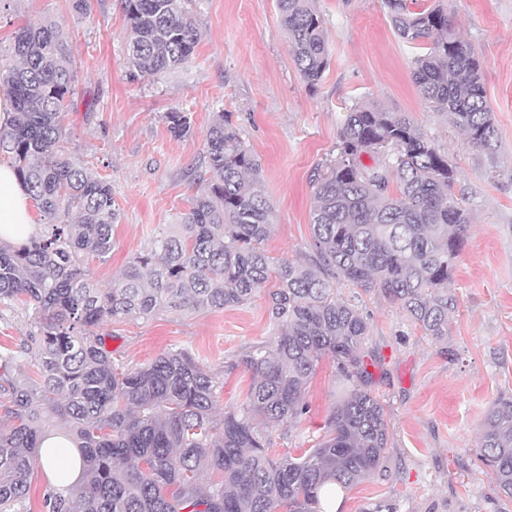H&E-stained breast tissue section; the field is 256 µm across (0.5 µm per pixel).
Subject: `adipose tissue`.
I'll return each instance as SVG.
<instances>
[{
	"label": "adipose tissue",
	"instance_id": "1",
	"mask_svg": "<svg viewBox=\"0 0 512 512\" xmlns=\"http://www.w3.org/2000/svg\"><path fill=\"white\" fill-rule=\"evenodd\" d=\"M39 230L31 198L15 170L0 163V243L21 245Z\"/></svg>",
	"mask_w": 512,
	"mask_h": 512
}]
</instances>
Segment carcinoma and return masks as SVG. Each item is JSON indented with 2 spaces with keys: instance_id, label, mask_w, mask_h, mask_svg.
Wrapping results in <instances>:
<instances>
[{
  "instance_id": "carcinoma-1",
  "label": "carcinoma",
  "mask_w": 512,
  "mask_h": 512,
  "mask_svg": "<svg viewBox=\"0 0 512 512\" xmlns=\"http://www.w3.org/2000/svg\"><path fill=\"white\" fill-rule=\"evenodd\" d=\"M190 2L124 0L137 73L156 75L191 59L198 28ZM276 2L292 62L313 88L330 64L317 0ZM385 7L398 37L423 46L412 72L422 98L448 114L469 144L494 150L483 63L447 10L416 11L408 0H385ZM11 54L14 62L0 61V85L15 115L0 127V151L50 224L20 246L0 244V304L24 306L34 324L19 350L0 348V512H31V479L52 432L73 444L83 467L72 482L69 464L59 465L43 495L46 512H321L325 486L348 490L383 471L388 426L370 390L368 324L357 306L336 297V281L399 304L427 336L448 335V281L471 224L452 192L448 157L401 113L355 103L336 154L313 174V254L276 261L264 249L273 206L261 162L218 112L205 137L211 175L182 223L102 289L84 257L106 260L118 214L111 185L63 150V114L76 78L71 48L55 25L43 23L16 29ZM165 119L174 137L192 134L185 114ZM271 281L278 335L241 359L253 384L244 405L221 416V372L184 349L122 368L99 332L108 321L162 310L243 305ZM28 354L39 380L21 383L14 373ZM325 355L336 359L351 389L317 444L298 458L271 455L264 428L306 413L305 392ZM478 453L512 499L511 397L486 413Z\"/></svg>"
}]
</instances>
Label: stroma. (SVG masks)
Masks as SVG:
<instances>
[{"instance_id": "1", "label": "stroma", "mask_w": 512, "mask_h": 512, "mask_svg": "<svg viewBox=\"0 0 512 512\" xmlns=\"http://www.w3.org/2000/svg\"><path fill=\"white\" fill-rule=\"evenodd\" d=\"M0 12V56L14 31L56 24L71 45L78 79L64 118L71 156L111 184L119 210L107 262L87 266L109 287L128 261L181 223L200 186L204 139L214 112H228L261 161L274 228L265 243L276 259L311 252V176L329 159L348 108L373 101L409 117L457 171L456 197L472 223L448 289L456 299L448 336H425L407 313L376 292L347 282L338 297L369 325L365 348L376 358L372 393L388 425L387 469L344 493L340 512L380 501L398 512H512L476 449L491 405L512 395V0H415L442 5L484 66L495 152L467 143L446 114L424 101L412 80L416 49L396 35L382 0H319L331 61L309 88L296 71L276 0H200V40L186 64L135 77L129 70L121 0H7ZM191 119L193 133L171 135L164 116ZM117 363L135 367L172 349L191 352L223 372L218 407L238 408L252 383L240 360L272 341L269 291L244 305L205 313L162 311L150 319L104 323ZM348 389L333 357L319 361L306 392L307 412L267 433L273 453L299 456L323 435L324 422Z\"/></svg>"}]
</instances>
